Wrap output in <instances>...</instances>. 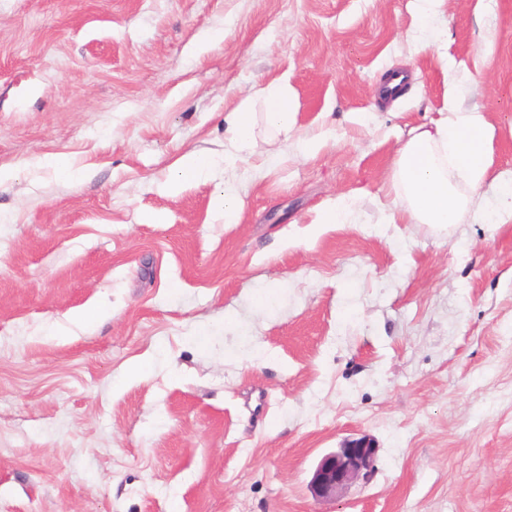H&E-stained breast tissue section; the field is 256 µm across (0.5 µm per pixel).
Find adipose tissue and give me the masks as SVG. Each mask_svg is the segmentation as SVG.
Instances as JSON below:
<instances>
[{
	"instance_id": "ef3b65f1",
	"label": "adipose tissue",
	"mask_w": 512,
	"mask_h": 512,
	"mask_svg": "<svg viewBox=\"0 0 512 512\" xmlns=\"http://www.w3.org/2000/svg\"><path fill=\"white\" fill-rule=\"evenodd\" d=\"M263 100L267 124L290 133L296 126V112L288 76L257 86L241 97L224 116L229 151L223 160L234 161L254 144L255 100ZM495 127L478 111L460 108L459 91L454 82H446L438 116L429 125L413 129L399 150L388 195L403 224L445 226L458 223L463 214H471L486 224L512 223V184L499 186L494 208H486L481 193L493 167L492 142ZM266 156L251 166L248 181L264 178L273 164ZM219 160L196 152L183 154L170 167L167 191L175 192L185 184L209 178ZM248 181L225 178L224 188L214 199V210L225 224L238 223L244 205ZM468 192H460L459 183Z\"/></svg>"
}]
</instances>
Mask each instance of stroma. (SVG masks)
I'll use <instances>...</instances> for the list:
<instances>
[{
  "instance_id": "stroma-1",
  "label": "stroma",
  "mask_w": 512,
  "mask_h": 512,
  "mask_svg": "<svg viewBox=\"0 0 512 512\" xmlns=\"http://www.w3.org/2000/svg\"><path fill=\"white\" fill-rule=\"evenodd\" d=\"M475 2L432 22L443 69L412 0H0V512H512V223L395 224L386 198L447 74L512 173V0ZM285 74L315 158L259 100L281 155L239 223L210 209L223 169L164 190ZM363 436L374 471L315 497ZM375 461L376 447L371 439L348 440L320 460L311 480L314 495L319 498L335 496L354 480L367 477Z\"/></svg>"
}]
</instances>
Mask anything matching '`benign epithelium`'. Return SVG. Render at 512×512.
<instances>
[{
    "label": "benign epithelium",
    "mask_w": 512,
    "mask_h": 512,
    "mask_svg": "<svg viewBox=\"0 0 512 512\" xmlns=\"http://www.w3.org/2000/svg\"><path fill=\"white\" fill-rule=\"evenodd\" d=\"M375 461L376 447L371 439L361 437L345 442L317 465L311 480L314 495L319 498L336 495L354 480L368 476Z\"/></svg>",
    "instance_id": "benign-epithelium-1"
}]
</instances>
